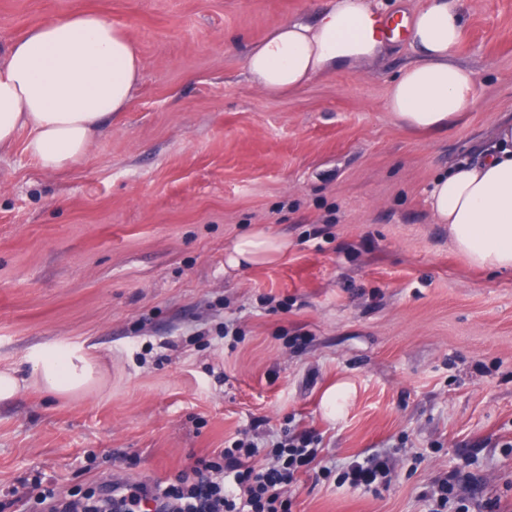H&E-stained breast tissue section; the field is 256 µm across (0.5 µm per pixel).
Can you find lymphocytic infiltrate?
Masks as SVG:
<instances>
[{
  "label": "lymphocytic infiltrate",
  "mask_w": 512,
  "mask_h": 512,
  "mask_svg": "<svg viewBox=\"0 0 512 512\" xmlns=\"http://www.w3.org/2000/svg\"><path fill=\"white\" fill-rule=\"evenodd\" d=\"M260 448L248 439L234 440L211 458L199 459L192 475L162 485L105 483L101 504L61 497L47 487L29 495L28 512H293L286 491L318 455L312 437H285L268 454L273 465L260 463Z\"/></svg>",
  "instance_id": "1"
}]
</instances>
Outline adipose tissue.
Instances as JSON below:
<instances>
[{
    "mask_svg": "<svg viewBox=\"0 0 512 512\" xmlns=\"http://www.w3.org/2000/svg\"><path fill=\"white\" fill-rule=\"evenodd\" d=\"M375 0H328L308 21L276 27L253 47L246 68L270 94L296 90L313 77L354 68L384 49ZM409 36L415 58L393 79L387 107L409 131L447 129L471 107L476 77L453 58L463 37L454 0H428L415 11ZM140 79V58L125 30L93 12H79L31 29L0 53V153L26 132L25 152L47 171L62 170L87 153L104 125L125 111ZM436 223L469 264L512 272V120L502 122L480 159L437 178L429 195ZM286 241L245 235L226 250L232 269L277 262ZM32 378L0 369V402L34 383L53 394L91 383L96 363L70 353L33 355Z\"/></svg>",
    "mask_w": 512,
    "mask_h": 512,
    "instance_id": "obj_1",
    "label": "adipose tissue"
}]
</instances>
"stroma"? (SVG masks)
<instances>
[{
	"label": "stroma",
	"mask_w": 512,
	"mask_h": 512,
	"mask_svg": "<svg viewBox=\"0 0 512 512\" xmlns=\"http://www.w3.org/2000/svg\"><path fill=\"white\" fill-rule=\"evenodd\" d=\"M326 4L0 0V51L88 10L141 63L77 163L0 155V368L30 375L40 348L104 364L83 390L0 402V512L38 482L171 480L245 433L315 437L294 512H426L453 467L512 512V273L471 267L429 206L435 179L512 117V0H457L474 103L430 133L386 106L414 57L404 35L284 95L249 80L255 43ZM258 232L285 256L225 271V249ZM364 453L387 459L390 485L338 486Z\"/></svg>",
	"instance_id": "stroma-1"
}]
</instances>
